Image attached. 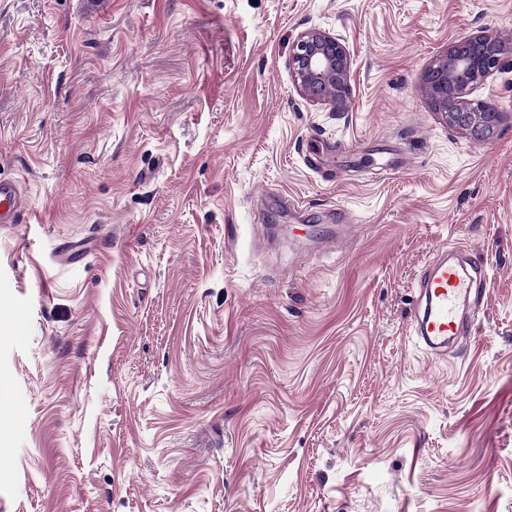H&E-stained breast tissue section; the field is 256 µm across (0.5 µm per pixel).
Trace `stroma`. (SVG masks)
<instances>
[{"label": "stroma", "instance_id": "1", "mask_svg": "<svg viewBox=\"0 0 512 512\" xmlns=\"http://www.w3.org/2000/svg\"><path fill=\"white\" fill-rule=\"evenodd\" d=\"M479 30L512 0H0V512H512V53L486 143L422 81ZM443 245L488 276L438 359ZM291 67L299 92L315 101L342 108L350 94L351 58L341 38L320 31L295 42ZM23 209L19 188L12 182L0 181V222L12 224ZM485 283L484 262L476 257L460 262L442 251L433 260L419 281L412 316L416 343L426 354L447 355L449 342L472 334L478 312H464Z\"/></svg>", "mask_w": 512, "mask_h": 512}]
</instances>
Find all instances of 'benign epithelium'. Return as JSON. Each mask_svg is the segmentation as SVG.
<instances>
[{
  "label": "benign epithelium",
  "instance_id": "7a95c632",
  "mask_svg": "<svg viewBox=\"0 0 512 512\" xmlns=\"http://www.w3.org/2000/svg\"><path fill=\"white\" fill-rule=\"evenodd\" d=\"M508 42L497 41L483 31L454 41L448 52L430 66L423 84L448 128L472 141L493 138L501 113L489 111L482 101L467 99L474 89L497 71ZM453 62L454 80L448 83V62ZM291 67L299 92L315 101H329L341 108L350 94L351 58L341 38L320 31L302 34L295 42Z\"/></svg>",
  "mask_w": 512,
  "mask_h": 512
}]
</instances>
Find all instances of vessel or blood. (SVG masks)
I'll return each instance as SVG.
<instances>
[{
    "label": "vessel or blood",
    "instance_id": "vessel-or-blood-1",
    "mask_svg": "<svg viewBox=\"0 0 512 512\" xmlns=\"http://www.w3.org/2000/svg\"><path fill=\"white\" fill-rule=\"evenodd\" d=\"M22 209L18 186L0 181V222H15ZM485 282V266L477 258L460 262L443 252L433 260L419 281L412 316L416 343L426 354L446 355L449 342L472 334L477 315L469 306Z\"/></svg>",
    "mask_w": 512,
    "mask_h": 512
}]
</instances>
